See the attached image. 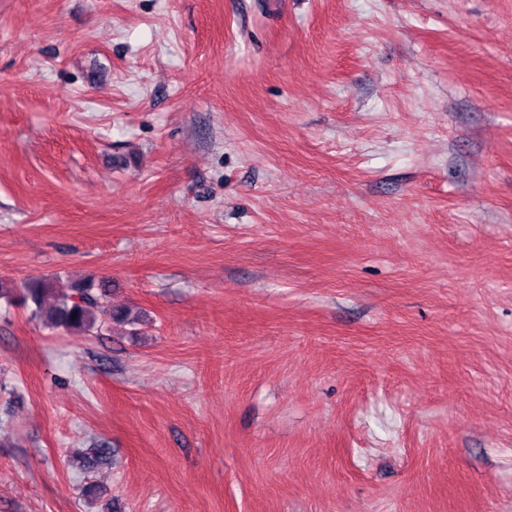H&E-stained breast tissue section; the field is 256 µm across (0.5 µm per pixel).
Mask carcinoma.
<instances>
[{
	"mask_svg": "<svg viewBox=\"0 0 512 512\" xmlns=\"http://www.w3.org/2000/svg\"><path fill=\"white\" fill-rule=\"evenodd\" d=\"M109 282L93 280L60 285V280H29L15 288L0 282V299L33 305L32 314L49 326L68 333L106 329L112 323L135 327L139 317L109 305Z\"/></svg>",
	"mask_w": 512,
	"mask_h": 512,
	"instance_id": "obj_1",
	"label": "carcinoma"
}]
</instances>
